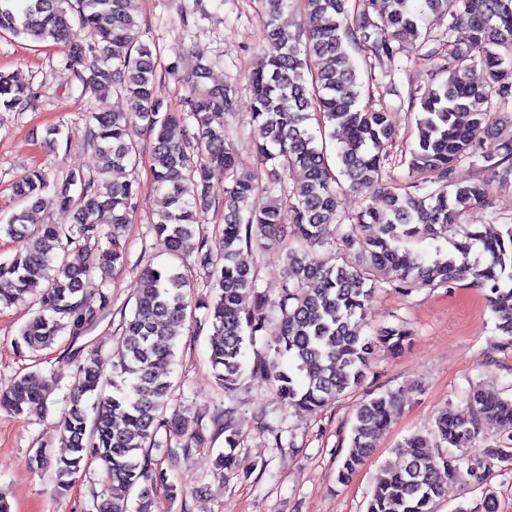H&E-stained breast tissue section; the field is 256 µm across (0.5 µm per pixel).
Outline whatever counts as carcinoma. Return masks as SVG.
<instances>
[{"label":"carcinoma","instance_id":"obj_1","mask_svg":"<svg viewBox=\"0 0 512 512\" xmlns=\"http://www.w3.org/2000/svg\"><path fill=\"white\" fill-rule=\"evenodd\" d=\"M132 0H0V34L34 43L53 42L79 67L84 87L125 98L126 112H97L89 127L100 167L71 171L58 183L40 169L15 183L26 205L0 224V234L18 244L0 261V305L38 294V313L14 339V349L31 354L61 333L79 336L94 324L109 295L98 291L93 306L85 286L93 269H120L126 261L118 238L135 208L137 180L109 179L115 169L136 168L142 146L132 136L149 134L153 186L160 194L156 236L168 245L173 263L145 267L133 316L123 325L109 359L90 353L77 366L62 417L63 455L53 468L55 491L70 489L84 465L99 460L109 487L94 501L95 512H152L153 490L172 499L184 491L152 468L149 450L167 446L168 437L185 439L188 458L209 443L199 420L167 413L174 363L189 297L195 288L188 272L199 270L211 292L195 299L212 326L209 362L215 384L233 394L244 372L276 388L288 406L316 413L366 377L379 349L400 352L411 332L403 324L362 335L365 312L379 283L398 290L446 287L468 281L484 292L495 317L499 346L512 349V224L489 235L464 218L490 204L496 189H512V127L491 111V98H512V0H361L350 15L349 0H300L302 18L281 22L291 0H258L264 46L248 75L251 121L260 131L252 149L270 166L271 179L238 171V149L227 136L226 117L234 99L228 84L209 83L211 62L202 54L185 73L189 110L164 108L153 51L141 40ZM428 15L448 18V53L440 64L445 77L419 97L417 143L402 160L409 183L380 191L381 207L366 205L338 224L346 248H358L355 263L331 262L319 250L328 244L338 196L379 181L396 140L388 112L362 103V84L354 52L383 64L404 48H423L433 38L422 30ZM480 67L481 82L471 79ZM34 89L0 72V109L30 102ZM336 142L333 171L326 140ZM480 163L481 179L457 182L462 161ZM224 172V228L219 248L203 228L200 211L212 207L210 175ZM199 187L193 199L184 188ZM74 211L75 223L43 224V194ZM270 195L256 208V195ZM293 224L280 223L282 207ZM110 216L105 230L102 214ZM111 239L107 248L102 238ZM448 240L450 248L425 260L403 244L418 239ZM489 257L471 260L474 245ZM74 245L90 253L91 263L75 266L63 252ZM283 253L285 278L276 300L257 285L256 270L243 263V249ZM280 313L279 336L245 367V349L256 344L271 312ZM49 380L36 372L0 391V408L13 413L43 410ZM398 409L392 392L364 400L355 411L350 443L337 480L349 482L377 447ZM237 409L224 408V450L211 474L226 480L238 474L235 450L241 430ZM491 423L496 445L466 459L455 450L469 447ZM398 464L377 474L367 512H435L445 488L464 479L483 484L494 461L512 460V399L469 387L457 405L434 416L430 428L404 439Z\"/></svg>","mask_w":512,"mask_h":512}]
</instances>
